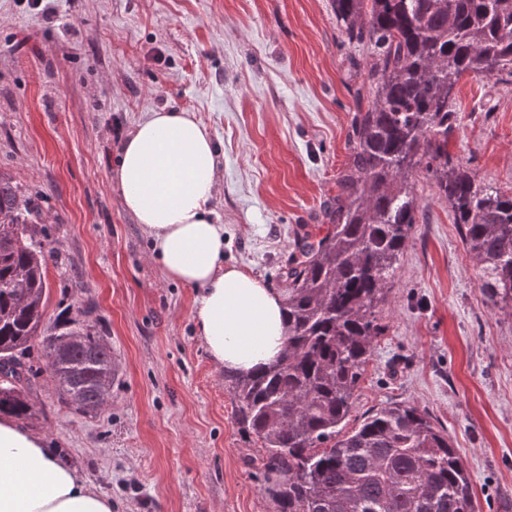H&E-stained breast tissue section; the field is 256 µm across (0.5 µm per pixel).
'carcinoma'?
<instances>
[{"mask_svg":"<svg viewBox=\"0 0 512 512\" xmlns=\"http://www.w3.org/2000/svg\"><path fill=\"white\" fill-rule=\"evenodd\" d=\"M344 41L372 58L323 236L297 233L280 269L286 340L257 372L224 373L241 431L261 441L276 512H475L471 479L426 411L391 403L343 435L418 223L415 178L431 173L480 290L512 306V194L453 165L454 89L467 73L512 82V0H333ZM31 201L0 172V415L32 416L25 353L40 341L58 400L91 415L112 390V349L95 323H43L45 269L55 257ZM76 337L63 356L54 342Z\"/></svg>","mask_w":512,"mask_h":512,"instance_id":"obj_1","label":"carcinoma"}]
</instances>
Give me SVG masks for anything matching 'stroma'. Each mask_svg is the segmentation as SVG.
Returning <instances> with one entry per match:
<instances>
[{"instance_id":"stroma-1","label":"stroma","mask_w":512,"mask_h":512,"mask_svg":"<svg viewBox=\"0 0 512 512\" xmlns=\"http://www.w3.org/2000/svg\"><path fill=\"white\" fill-rule=\"evenodd\" d=\"M332 0H0V172L31 196L58 258L45 321L83 319L112 349L107 405H61L39 346L25 355L33 416L112 512H276L261 443L197 334V289L171 281L110 171L149 113L188 111L219 152L224 262L278 287L302 225L323 224L350 160L353 62ZM449 151L512 192V84L464 75ZM349 426L391 402L426 410L470 477L478 512H512V308L428 174Z\"/></svg>"}]
</instances>
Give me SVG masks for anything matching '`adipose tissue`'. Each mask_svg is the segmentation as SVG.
<instances>
[{"mask_svg":"<svg viewBox=\"0 0 512 512\" xmlns=\"http://www.w3.org/2000/svg\"><path fill=\"white\" fill-rule=\"evenodd\" d=\"M218 152L189 112L150 113L123 138L110 180L150 237L164 275L198 289L196 330L212 360L248 374L278 360L281 294L224 263V225L212 209ZM0 512H112L111 501L45 446L0 417Z\"/></svg>","mask_w":512,"mask_h":512,"instance_id":"1","label":"adipose tissue"}]
</instances>
